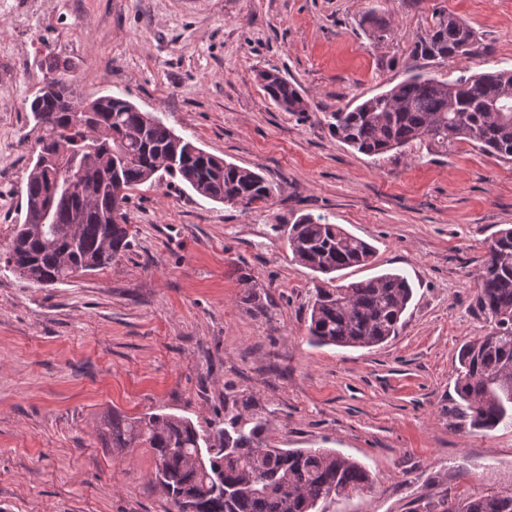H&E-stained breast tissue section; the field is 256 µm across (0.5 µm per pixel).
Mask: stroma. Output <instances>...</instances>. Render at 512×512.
Here are the masks:
<instances>
[{
  "label": "stroma",
  "mask_w": 512,
  "mask_h": 512,
  "mask_svg": "<svg viewBox=\"0 0 512 512\" xmlns=\"http://www.w3.org/2000/svg\"><path fill=\"white\" fill-rule=\"evenodd\" d=\"M0 7V512H176L150 449L106 447L108 409L171 413L201 431L225 399H251L279 448H325L366 467L370 491L324 512H414L428 500L512 495V426L469 431L453 413L458 351L485 335L475 274L512 225V161L463 142L372 161L336 141L331 112L420 72L441 80L512 69V0H28ZM391 23L365 34L369 10ZM443 9L476 55L410 48ZM77 95L114 94L272 183L249 210L182 183H146L125 207L129 248L112 265L41 288L6 265L35 153L26 102L50 62ZM276 69L309 110L268 100ZM323 217L375 248L342 283L405 275L399 335L373 348L314 346L322 280L296 263L289 230ZM256 291L258 305L247 299Z\"/></svg>",
  "instance_id": "stroma-1"
}]
</instances>
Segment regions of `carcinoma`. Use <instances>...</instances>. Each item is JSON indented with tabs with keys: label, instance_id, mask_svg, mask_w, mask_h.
Masks as SVG:
<instances>
[{
	"label": "carcinoma",
	"instance_id": "1",
	"mask_svg": "<svg viewBox=\"0 0 512 512\" xmlns=\"http://www.w3.org/2000/svg\"><path fill=\"white\" fill-rule=\"evenodd\" d=\"M366 32L382 40L389 24L376 11L366 16ZM475 30L452 13H433L410 54L446 61L474 54ZM261 87L277 108L303 114L308 104L298 88L278 73H258ZM84 103L57 77L45 79L29 103L36 136V158L25 183V216L16 225L6 264L38 286L63 283L105 268L130 245L125 213L112 219L114 183L128 189L163 176L196 194L222 203L242 200V209L265 204L270 185L256 171L213 155L176 134L163 120L129 100L103 95L90 101L95 124L78 125L72 108ZM336 140L377 160L418 143L427 152L446 151L458 142L512 160V70L488 71L453 81L415 74L353 108L330 114ZM78 159L84 186L78 192L53 190L57 163ZM293 259L327 276L316 288L308 334L317 345L370 348L399 333L413 295L408 279L384 273L367 281L336 285L335 274L371 263L372 245L337 224L310 214L289 233ZM475 306L490 327L459 351L457 416L476 430L512 425V227L489 244L477 276ZM269 424L239 413L224 426L201 435L187 418L146 413L129 418L117 411L103 416L99 435L110 448L151 450L155 480L177 502L189 493L195 512H315L335 488L350 496L370 488L364 466L323 448H275ZM512 512V495L487 493L452 501H427L417 512Z\"/></svg>",
	"mask_w": 512,
	"mask_h": 512
}]
</instances>
